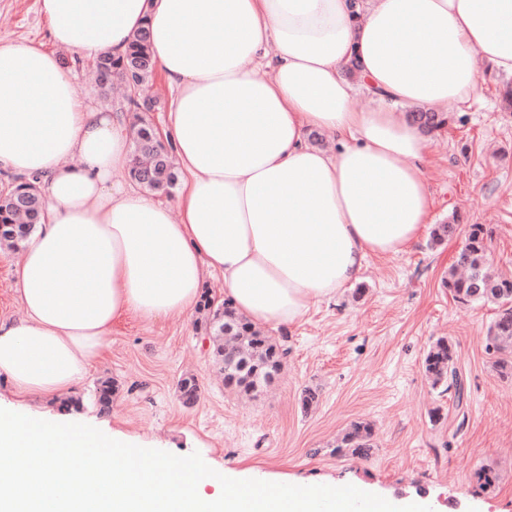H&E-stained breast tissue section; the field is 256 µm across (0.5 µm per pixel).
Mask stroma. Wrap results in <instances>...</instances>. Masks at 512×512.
Returning a JSON list of instances; mask_svg holds the SVG:
<instances>
[{"label": "stroma", "mask_w": 512, "mask_h": 512, "mask_svg": "<svg viewBox=\"0 0 512 512\" xmlns=\"http://www.w3.org/2000/svg\"><path fill=\"white\" fill-rule=\"evenodd\" d=\"M0 39L51 48L37 0H0ZM512 75L485 70L480 90L452 107L448 125L431 134L430 221L458 215L492 232L493 266L512 273V112L499 96ZM460 239L441 247L428 237L406 251L372 258L357 284L312 306L295 325L276 330L287 348L284 368L256 394L224 387L197 322L201 313L156 319L131 314L112 327L109 348L75 392L49 401L19 395L0 376V401L24 404L86 423L108 421L142 446L209 464L248 470L295 485H353L402 506L433 512H512V376L495 369L487 330L498 308L462 305L441 279ZM455 345L468 399L433 388L424 357L434 341ZM195 378L196 403H183L177 383ZM112 380L115 393L99 411L94 390ZM317 403L303 409L305 389ZM441 407L443 418L430 412ZM355 421L370 423L368 458L336 446ZM493 478L483 485L480 472Z\"/></svg>", "instance_id": "obj_1"}]
</instances>
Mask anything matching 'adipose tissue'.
Masks as SVG:
<instances>
[{
    "label": "adipose tissue",
    "mask_w": 512,
    "mask_h": 512,
    "mask_svg": "<svg viewBox=\"0 0 512 512\" xmlns=\"http://www.w3.org/2000/svg\"><path fill=\"white\" fill-rule=\"evenodd\" d=\"M49 38L119 56L141 25L172 92L163 138L175 204L113 183L129 130L81 102L37 42L0 40V168L37 179L46 219L14 269L0 376L22 395L75 391L112 324L190 311L206 277L275 329L412 246L433 196L426 134L402 114L512 75V0H38ZM376 102L354 106L357 89ZM333 132L335 152L309 141Z\"/></svg>",
    "instance_id": "adipose-tissue-1"
}]
</instances>
